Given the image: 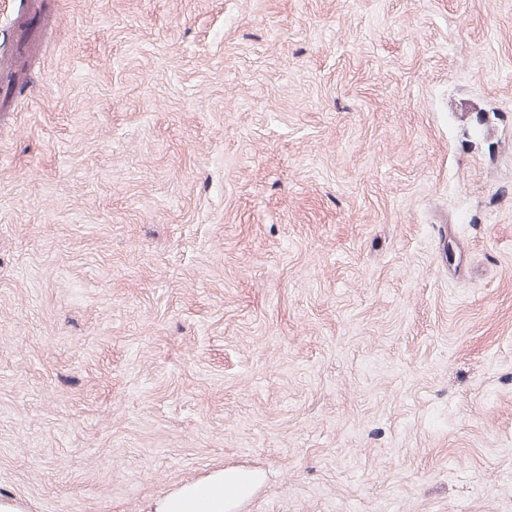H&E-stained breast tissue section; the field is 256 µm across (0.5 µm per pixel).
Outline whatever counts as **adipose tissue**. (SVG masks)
<instances>
[{"label": "adipose tissue", "instance_id": "ef3b65f1", "mask_svg": "<svg viewBox=\"0 0 512 512\" xmlns=\"http://www.w3.org/2000/svg\"><path fill=\"white\" fill-rule=\"evenodd\" d=\"M258 480L249 470L223 469L167 495L155 512H233L239 501L252 494Z\"/></svg>", "mask_w": 512, "mask_h": 512}]
</instances>
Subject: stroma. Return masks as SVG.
<instances>
[{
    "mask_svg": "<svg viewBox=\"0 0 512 512\" xmlns=\"http://www.w3.org/2000/svg\"><path fill=\"white\" fill-rule=\"evenodd\" d=\"M512 512V0H0V495ZM258 480L253 471L221 469L204 481L167 495L158 502L155 512H231L252 494Z\"/></svg>",
    "mask_w": 512,
    "mask_h": 512,
    "instance_id": "obj_1",
    "label": "stroma"
}]
</instances>
